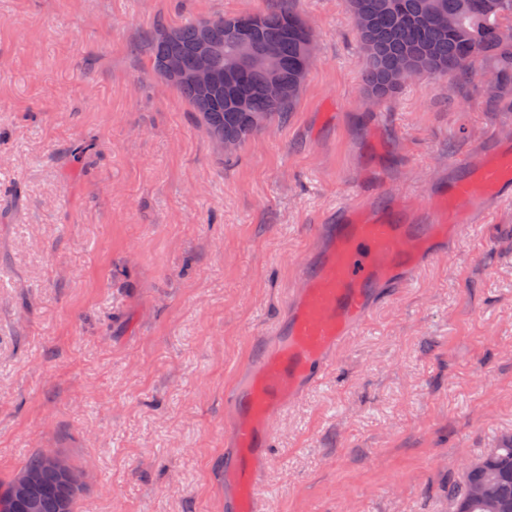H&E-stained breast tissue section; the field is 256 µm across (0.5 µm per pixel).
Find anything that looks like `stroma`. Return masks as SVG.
<instances>
[{
  "instance_id": "obj_1",
  "label": "stroma",
  "mask_w": 512,
  "mask_h": 512,
  "mask_svg": "<svg viewBox=\"0 0 512 512\" xmlns=\"http://www.w3.org/2000/svg\"><path fill=\"white\" fill-rule=\"evenodd\" d=\"M279 3L0 0V490L52 449L78 512H224V387L286 317L315 225L362 193L424 201L449 160L512 145L483 75L378 104L345 0H290L315 31L300 100L218 154L144 41ZM458 251L283 413L274 512H447L463 462L512 437V209Z\"/></svg>"
}]
</instances>
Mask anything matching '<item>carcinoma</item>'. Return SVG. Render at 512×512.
I'll return each mask as SVG.
<instances>
[{
	"instance_id": "carcinoma-1",
	"label": "carcinoma",
	"mask_w": 512,
	"mask_h": 512,
	"mask_svg": "<svg viewBox=\"0 0 512 512\" xmlns=\"http://www.w3.org/2000/svg\"><path fill=\"white\" fill-rule=\"evenodd\" d=\"M347 6L353 18L362 20L357 36L365 58L364 88L371 98L384 102L402 88L408 78L394 69L405 61L418 74L450 79L491 61L490 72L497 81L489 89L490 98L512 109V40L498 36L502 30L512 31V0H347ZM432 14L451 17L454 27L435 26L429 21ZM203 24L202 20L183 25L159 23L149 34L144 51L155 71L169 59L191 64L196 44L205 33L224 46V55L215 65L230 74V89L220 95L180 82L171 88L187 101L210 138L224 140V152L228 153L271 119L293 111L308 74L303 67L304 47L313 31L288 5L253 13L245 37L258 53L277 50L281 60L278 77L290 90L288 98L276 101L265 93L263 69L232 72L238 52V40L232 33L237 16H226L224 24L208 29ZM231 93L248 99L250 111H238L229 99ZM28 469L39 471L34 512H74L79 493L69 494L67 503H62L59 473L43 463L41 453L29 456L22 467ZM488 484L494 489L497 512H512V439L468 462L458 481L448 486V498L463 503L464 512H484L481 504L469 497V490Z\"/></svg>"
}]
</instances>
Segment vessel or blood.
<instances>
[{
    "instance_id": "b4317fda",
    "label": "vessel or blood",
    "mask_w": 512,
    "mask_h": 512,
    "mask_svg": "<svg viewBox=\"0 0 512 512\" xmlns=\"http://www.w3.org/2000/svg\"><path fill=\"white\" fill-rule=\"evenodd\" d=\"M465 166L428 200L427 223H408V201L394 195L376 206L363 198L338 205L334 223L317 225L322 252L315 265L297 267L274 343L258 342L246 373L224 389L232 438L224 451V512H271L261 471L284 410L322 380L336 351L361 335L383 300L416 284L430 266L455 264L450 244L478 233L490 209L512 207L511 147Z\"/></svg>"
}]
</instances>
